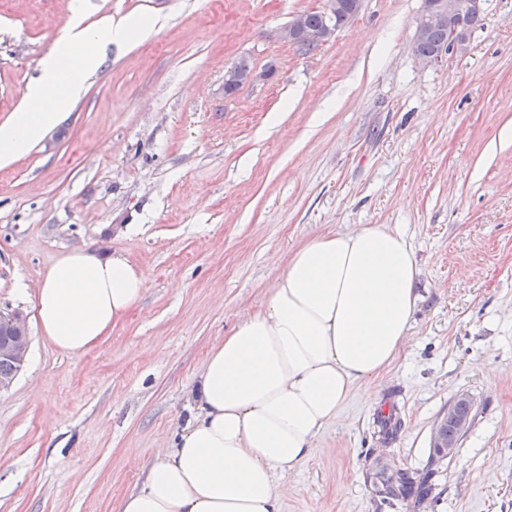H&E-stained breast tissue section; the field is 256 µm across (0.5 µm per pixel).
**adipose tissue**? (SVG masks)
<instances>
[{
	"mask_svg": "<svg viewBox=\"0 0 512 512\" xmlns=\"http://www.w3.org/2000/svg\"><path fill=\"white\" fill-rule=\"evenodd\" d=\"M156 24L72 20L21 110L0 123V165L28 154L58 123L102 50ZM419 273L406 236L381 224L298 246L262 308L211 347L195 387L199 414L117 512H279V479L308 460L356 385L400 352ZM146 286L145 270L127 258L74 250L42 274L33 306L50 346L74 356L108 336Z\"/></svg>",
	"mask_w": 512,
	"mask_h": 512,
	"instance_id": "ef3b65f1",
	"label": "adipose tissue"
}]
</instances>
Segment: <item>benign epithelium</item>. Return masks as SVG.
I'll list each match as a JSON object with an SVG mask.
<instances>
[{
    "mask_svg": "<svg viewBox=\"0 0 512 512\" xmlns=\"http://www.w3.org/2000/svg\"><path fill=\"white\" fill-rule=\"evenodd\" d=\"M484 3L485 0H468V15L463 16L456 11L455 0H432L422 10L417 22L416 34H422L431 25L446 20L448 21V43L434 55L422 59L421 63L425 66L434 65L445 56L460 49L465 44L464 38L467 37L470 20L479 19L484 15ZM306 36L308 33L300 18L295 19L291 26L282 30V39L290 44ZM248 80L249 75L238 65H234L224 72V88L227 90L241 86ZM0 324L10 330V336L0 341V358L13 360L19 365L24 364L30 343L27 316L19 311H14L6 316L0 314ZM469 403L471 400L468 395H458L448 405V412L442 414L441 422L453 420L460 430H467L470 419L459 414L456 411V406Z\"/></svg>",
    "mask_w": 512,
    "mask_h": 512,
    "instance_id": "1",
    "label": "benign epithelium"
}]
</instances>
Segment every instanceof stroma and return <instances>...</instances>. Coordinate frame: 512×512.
<instances>
[{
    "instance_id": "35a3bbf8",
    "label": "stroma",
    "mask_w": 512,
    "mask_h": 512,
    "mask_svg": "<svg viewBox=\"0 0 512 512\" xmlns=\"http://www.w3.org/2000/svg\"><path fill=\"white\" fill-rule=\"evenodd\" d=\"M72 0H0V123L23 105ZM84 26L164 18L113 48L58 125L0 166V310L30 346L0 391V512H115L197 413L212 345L259 309L319 233L386 224L421 269L410 339L357 386L280 512H512V0H487L457 52L421 65L422 0H364L303 55L280 37L325 0H90ZM248 58L252 79L224 92ZM140 265L148 285L86 352L43 337L34 288L62 253ZM473 404L456 452L431 464L437 421ZM402 425L378 434L377 413ZM434 466L419 507L376 497L378 456Z\"/></svg>"
}]
</instances>
